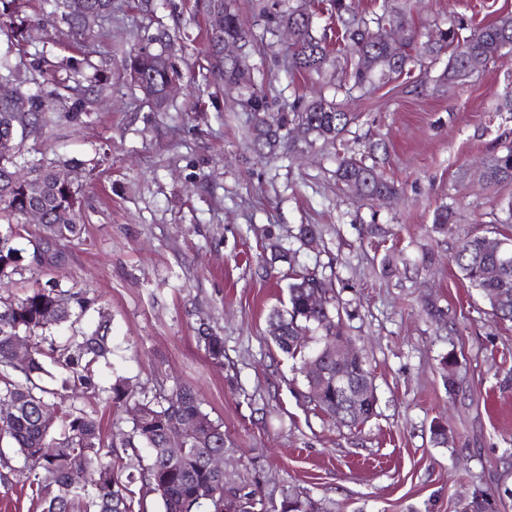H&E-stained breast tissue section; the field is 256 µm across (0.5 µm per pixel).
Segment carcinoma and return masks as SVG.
<instances>
[{
	"instance_id": "obj_1",
	"label": "carcinoma",
	"mask_w": 512,
	"mask_h": 512,
	"mask_svg": "<svg viewBox=\"0 0 512 512\" xmlns=\"http://www.w3.org/2000/svg\"><path fill=\"white\" fill-rule=\"evenodd\" d=\"M104 16L112 15V0H54L55 10L46 16L30 18L18 10V0H0V16L10 18L9 28L18 41L27 39L32 26L42 27L52 16H60L75 37L89 40L80 14L73 9L77 2ZM207 7L224 9V31L209 33L212 48L211 72L222 82H233L247 90L242 104L247 112V138L253 153L266 158L292 153L298 142L311 146L318 141L334 144L340 140L356 115L346 111L334 100L299 99L290 111L269 113L266 96L255 87L250 70L237 60H224L222 44L226 40L246 47L252 35L240 24L238 15L227 0H207ZM259 17L263 33L278 36L283 28L293 34L288 45L289 73L318 76L325 72L329 51L325 38L314 26L316 10L312 0H291L282 5L260 2ZM330 10L341 25L342 60L336 61V93L363 89L393 75L409 74L417 69L429 74L439 57L446 53L445 66L432 77L437 85L453 83L470 73V65L481 67L493 62L505 50L512 51V16L504 15L494 23L467 30L461 22H448L438 29L436 37L419 43L409 14L399 0H385L379 12L354 11L351 0H330ZM407 32L400 46L387 40L388 30ZM125 70L145 74L155 99L164 104L162 92L176 70L164 52H155L150 45L138 47L124 59ZM62 99L57 89L27 95L28 108L17 112L11 101L0 99V137L7 134L28 135L44 122V115ZM386 151L381 142L369 144L361 157L342 154L337 157L336 179L357 196L379 200L396 193L393 182L380 170L378 152ZM489 185L512 182V146L490 157L480 171ZM32 179L43 185L40 198L29 196L24 182ZM80 187L60 184L52 162L24 166L18 153L0 155V221L7 224L0 234V278H10L22 270L21 262L27 241L33 234L22 224L26 209L38 204L47 216L38 238L48 242L68 241L81 232ZM453 261L462 275L489 303L492 314L502 321H512V238L473 235L465 238L456 250ZM320 290L329 294L316 272L305 269L292 274L288 283V305L275 309L269 327L273 342L287 356L305 363L318 355L305 352L299 337L319 332L318 339L343 335L331 302L320 306L311 295ZM91 307V300L81 291L46 284L32 289L14 300H0V396L16 404V411L0 416V459L15 460L13 471L23 478L39 512H148L138 485H150L158 494L159 512H254L263 500L254 491H224V476L209 468L207 460L213 453H224L222 424L210 417L198 394L190 387L177 386L169 391L158 389L135 397L126 379L118 376L109 387L112 404L127 407L129 430L105 441L93 413L76 405L80 394L98 383L101 364L112 357L109 320L99 314L91 331L78 329L57 343L46 332L63 323L75 327ZM33 340L28 363L18 366L13 361L12 344L16 337ZM205 354L216 362L224 359V339L210 332H201ZM321 363L331 375L345 372L357 379H370L372 373L365 363H338L323 359ZM309 402L331 417H336V390L326 387ZM56 415L47 425L44 411ZM185 418L201 423L198 437L190 440L181 456L172 459L166 448L178 424ZM51 444L54 453L43 452ZM144 448L148 461L136 472L122 474L116 463L121 452ZM211 492V499H200V490ZM494 496L476 492L462 504L459 512H488ZM280 512H326L317 501L301 493L283 497Z\"/></svg>"
}]
</instances>
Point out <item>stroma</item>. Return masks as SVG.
<instances>
[{"instance_id": "stroma-1", "label": "stroma", "mask_w": 512, "mask_h": 512, "mask_svg": "<svg viewBox=\"0 0 512 512\" xmlns=\"http://www.w3.org/2000/svg\"><path fill=\"white\" fill-rule=\"evenodd\" d=\"M407 7L423 41L453 19L479 28L512 14V0ZM210 24L206 0H114L86 42L60 21L24 42L0 28V65L22 91L50 76L76 86L77 63L108 78L85 111L48 113L20 145L26 159L79 165L83 227L59 244V263L24 266L0 296L56 282L92 300L83 327L108 315L112 364L81 399L104 438L126 416L109 398L113 377L139 392L188 385L223 425L225 489L277 501L301 492L329 512H457L483 490L512 512V322L495 319L451 262L466 236L512 232L502 212L512 183L479 177L484 159L512 145V112L500 107L512 95V52L441 89L403 75L353 91L345 148L384 140L383 169L400 188L370 201L337 185L333 147L253 159L242 92L209 70ZM162 32L179 79L158 108L122 63ZM285 50L279 37L243 57L271 112L332 95L328 76L288 74ZM446 204L455 218L439 230L434 212ZM303 224L319 225V243L300 244ZM270 240L293 262H272ZM291 269L316 271L335 292L376 388V414L363 425L315 409L299 361L269 337ZM202 326L223 337V362L206 356ZM437 422L448 430L442 443L431 433Z\"/></svg>"}]
</instances>
